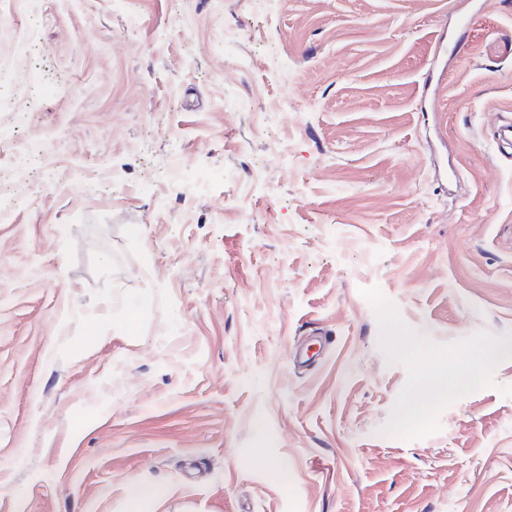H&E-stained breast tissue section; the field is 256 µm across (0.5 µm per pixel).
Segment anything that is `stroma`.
I'll list each match as a JSON object with an SVG mask.
<instances>
[{"label":"stroma","instance_id":"35a3bbf8","mask_svg":"<svg viewBox=\"0 0 512 512\" xmlns=\"http://www.w3.org/2000/svg\"><path fill=\"white\" fill-rule=\"evenodd\" d=\"M509 127L512 0H0V512H512ZM503 351L500 345L480 346L449 373L436 371L426 376L417 386L415 400L407 407L405 419L419 417L429 400L448 393V386L456 392L468 390L489 366L499 360Z\"/></svg>","mask_w":512,"mask_h":512}]
</instances>
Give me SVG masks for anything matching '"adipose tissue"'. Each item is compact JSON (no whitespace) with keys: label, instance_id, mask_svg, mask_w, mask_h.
Instances as JSON below:
<instances>
[{"label":"adipose tissue","instance_id":"ef3b65f1","mask_svg":"<svg viewBox=\"0 0 512 512\" xmlns=\"http://www.w3.org/2000/svg\"><path fill=\"white\" fill-rule=\"evenodd\" d=\"M502 354V346H480L451 371H436L426 376L416 389L414 402L405 411L406 419L412 420L419 417L429 400L443 396L448 391L468 390L489 366L499 360Z\"/></svg>","mask_w":512,"mask_h":512}]
</instances>
